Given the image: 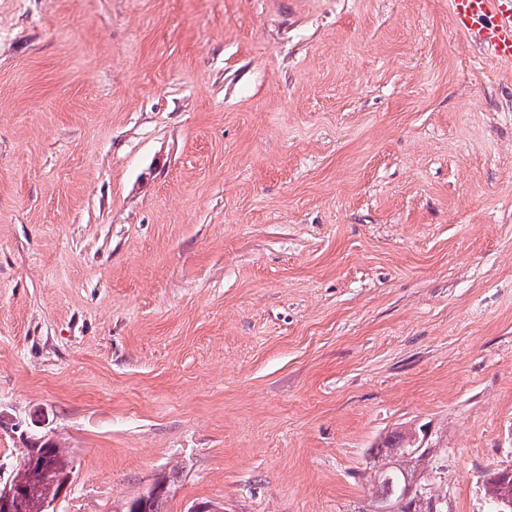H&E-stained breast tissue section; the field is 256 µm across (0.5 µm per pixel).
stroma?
<instances>
[{"label":"stroma","instance_id":"1","mask_svg":"<svg viewBox=\"0 0 512 512\" xmlns=\"http://www.w3.org/2000/svg\"><path fill=\"white\" fill-rule=\"evenodd\" d=\"M512 468V60L451 0H0V470L56 512H369ZM411 435L408 430H400L386 437L376 448H372L371 458L373 464L370 468L374 471V483L377 487L378 500L393 501L396 498L397 489L401 487L395 502L379 510L380 512H413L424 511L426 505L421 501L418 481L421 472H416L412 479L406 475L413 474L421 465L422 470L434 473L430 487H422L421 494L428 503L426 512H447L436 495L433 485L437 479H441L439 467L432 456H421L413 453ZM405 483V484H404ZM422 506V508H420ZM36 453L49 457L51 462L50 472H39L46 467L47 461L45 459L39 463L33 461L32 466L37 465L39 470H32L28 467L26 461L32 459ZM70 464L71 461L67 453L53 442L35 444L31 448H26L20 464L16 466L12 480L18 486L26 489L27 493L20 504L21 510L14 512H54L50 509L59 500L63 492L60 493L63 483L70 478L73 469ZM14 483H12L11 478L3 483L0 470V506L2 505L4 511L8 508V510H11L14 502H18L21 498L22 490ZM167 485L166 480L158 481L146 495L129 502L124 512H164Z\"/></svg>","mask_w":512,"mask_h":512}]
</instances>
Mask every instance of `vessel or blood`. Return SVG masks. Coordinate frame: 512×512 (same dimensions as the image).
I'll return each instance as SVG.
<instances>
[{
	"label": "vessel or blood",
	"instance_id": "vessel-or-blood-1",
	"mask_svg": "<svg viewBox=\"0 0 512 512\" xmlns=\"http://www.w3.org/2000/svg\"><path fill=\"white\" fill-rule=\"evenodd\" d=\"M463 27L478 36L484 54L512 60V0H451Z\"/></svg>",
	"mask_w": 512,
	"mask_h": 512
}]
</instances>
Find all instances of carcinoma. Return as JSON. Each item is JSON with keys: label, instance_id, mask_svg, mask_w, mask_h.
Listing matches in <instances>:
<instances>
[{"label": "carcinoma", "instance_id": "obj_1", "mask_svg": "<svg viewBox=\"0 0 512 512\" xmlns=\"http://www.w3.org/2000/svg\"><path fill=\"white\" fill-rule=\"evenodd\" d=\"M411 435L408 430H400L386 437L376 448L372 449L371 458L374 471V483L378 499L393 501L397 489L404 485L405 478L422 468L433 473V479L440 478L439 467L431 456L413 453ZM47 456L51 462V471L41 473L28 467L26 461L34 455ZM67 453L57 444L45 442L26 449L20 464L16 466L12 480L27 490L20 504L19 512H44L47 500L55 499L63 483L70 478L72 467ZM167 498V482L158 481L144 496L128 503L124 512H164L163 505Z\"/></svg>", "mask_w": 512, "mask_h": 512}]
</instances>
